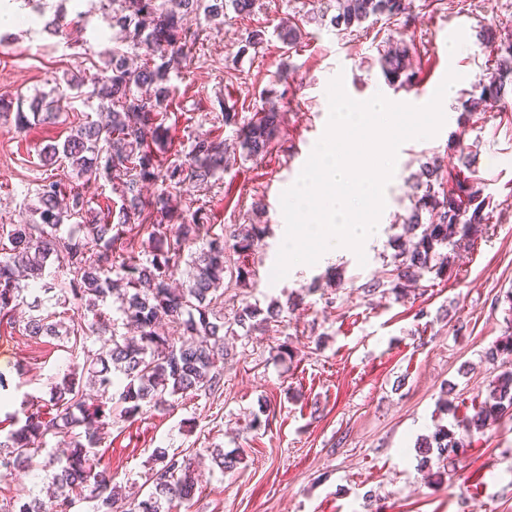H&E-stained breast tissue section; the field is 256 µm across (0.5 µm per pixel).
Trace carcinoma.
<instances>
[{"instance_id":"carcinoma-1","label":"carcinoma","mask_w":512,"mask_h":512,"mask_svg":"<svg viewBox=\"0 0 512 512\" xmlns=\"http://www.w3.org/2000/svg\"><path fill=\"white\" fill-rule=\"evenodd\" d=\"M256 0H112L109 26L122 34L121 43L102 55V66L89 77L66 80L73 97L101 101L97 119H86L70 130L62 145L46 149L45 165L64 162L81 184L51 175L37 188L38 224H10L0 228V241H8L0 259V314L7 315L26 300L23 280L51 294L54 306L66 311H86L94 320L75 331V316L45 313L39 305L25 322L27 335L36 339H71L70 355L76 363L51 384L49 403L55 414L47 418L24 400L8 414L12 429L0 435V476L18 468L40 469L51 474L52 489L42 499L21 490L0 512H80L84 503L92 512H166L165 506L191 500L196 484L192 458L186 454L155 450L159 466L152 469L150 488L137 502H128L113 483L112 470L100 466V430L116 417H136L149 406L169 404V398L192 392L218 397L224 389V337L242 329L249 334L276 322L281 308L270 305L266 316L250 304L224 317V274L246 281L251 271L231 265L228 251H254L262 242L259 224H247L224 238L203 223L204 214L180 207L178 198L191 187L206 185L224 171L228 146L218 138L196 136L183 160L163 164L159 154L168 146L166 116L172 89L171 72L179 71L197 45L210 39L224 24L232 8L244 19L254 12ZM66 9L58 5L44 31L67 38ZM341 30L359 28L381 18L401 22L406 28L415 19L412 0H326L321 17ZM204 18L195 27L193 18ZM288 48L302 38L301 25L292 20L278 26ZM390 31L387 49L380 58L388 85L410 90L418 83L410 59V46ZM480 39L495 54L491 71L475 76L464 112L462 128L473 126L497 108L504 107L512 91V41L486 26ZM267 43L261 26L245 29L240 53L258 51ZM61 108L55 101L36 96L30 101L0 98V117L13 119L18 130L34 123H53ZM221 120L236 128L239 145L249 158L267 154L279 131L281 112L263 108L248 121L224 109ZM458 163L470 172L448 180L442 166L425 162L412 184L413 203L400 217L404 235L392 240L395 250L388 280L371 279L361 285L366 297L405 296V289L427 276L450 275L456 254L469 249L489 231V213L482 198V180L476 176L477 154L461 140L448 142ZM104 180L120 192L118 210L93 212L87 186ZM156 187L146 196L143 188ZM70 225L67 233L61 227ZM149 231L153 242L146 258L125 250L124 236L134 230ZM59 263L68 271L67 286L58 287L46 269ZM186 267L184 287L170 281ZM112 299L139 337L117 333L98 319L100 304ZM165 321L179 330V337L161 336L156 326ZM95 338L98 348L87 346ZM512 356V336L495 341L484 360L492 366ZM96 390L97 401L86 402V389ZM512 411V369L504 368L491 381L487 397L473 407V414L459 421L461 431L439 428L418 442L421 465L431 457L441 462L458 456L465 437L483 433ZM59 437L68 448L59 457L47 448V437ZM221 471L236 468L240 458L211 450Z\"/></svg>"}]
</instances>
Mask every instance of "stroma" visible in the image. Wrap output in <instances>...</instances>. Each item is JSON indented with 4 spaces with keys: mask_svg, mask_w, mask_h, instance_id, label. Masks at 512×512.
Instances as JSON below:
<instances>
[{
    "mask_svg": "<svg viewBox=\"0 0 512 512\" xmlns=\"http://www.w3.org/2000/svg\"><path fill=\"white\" fill-rule=\"evenodd\" d=\"M66 8L69 16L82 11L87 19L59 44L29 24L23 0L5 5L17 22L8 28L10 43L0 45V97L29 99L101 66L102 52L118 37L99 0H68ZM413 12L406 41L419 69L417 89L440 84L450 70L461 79L442 104L446 120L439 134L400 147L362 262L344 249L280 281L269 278L282 244L281 194L325 131L330 81L342 77L357 101L378 93L415 101L417 90L394 89L382 76L378 58L388 21L339 31L314 17L312 0H257L250 18L226 15L223 27L173 76L167 160L184 158L191 137L202 133L235 144L234 129L215 121L221 105L247 120L269 100L283 114L268 154L230 161L182 202L202 209L216 231L251 223L266 228L261 247L239 258L253 272L247 285L224 280L225 315L245 303L264 308L276 301L284 310L265 331L226 337L230 357L221 397L179 394L174 408L113 421L100 462L124 495L145 494L154 453L165 448L198 462L194 498L174 504L172 512H512V411L467 439L456 465L421 466L415 450L418 437L455 425L487 396L492 369L483 354L503 335L512 312L506 299L512 291V121L493 111L468 130L457 124L474 76L494 64L478 32L490 23L512 32V0H413ZM288 18L301 20L304 30L292 49L276 34ZM257 25L267 29V45L238 56L245 28ZM283 68L284 82L277 78ZM64 106L57 123L22 132L0 121V225L38 222L35 189L43 178L74 180L70 168L43 166L41 155L98 104L68 99ZM457 133L478 151L490 212L487 237L462 253L451 277L421 281L399 300L364 297L362 284L393 267L390 242L403 232L398 218L411 205L410 175L434 158L451 171L457 158L448 140ZM257 201L263 211H254ZM291 297L301 302L293 311L285 307ZM28 315L23 306L14 321L0 322V346L12 356L11 364L0 366L7 379L0 397L15 406L26 393L44 404L50 382L72 363L68 343L23 334ZM443 397L451 411L440 410ZM262 409L268 424L250 429ZM214 448L240 456V464L220 472L210 455Z\"/></svg>",
    "mask_w": 512,
    "mask_h": 512,
    "instance_id": "1",
    "label": "stroma"
}]
</instances>
